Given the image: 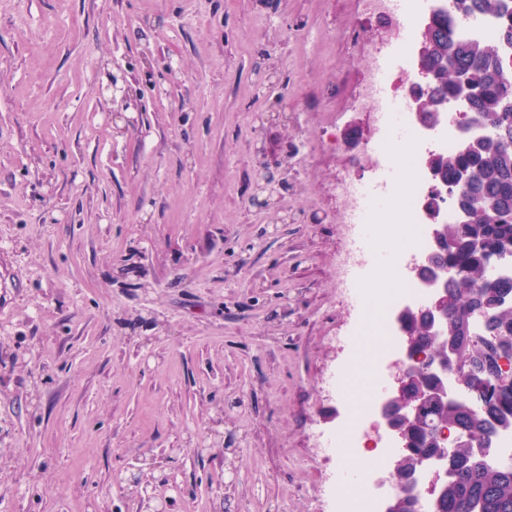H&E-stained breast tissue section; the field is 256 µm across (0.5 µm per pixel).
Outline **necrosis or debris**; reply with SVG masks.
<instances>
[{
	"label": "necrosis or debris",
	"instance_id": "4bbe7bcc",
	"mask_svg": "<svg viewBox=\"0 0 512 512\" xmlns=\"http://www.w3.org/2000/svg\"><path fill=\"white\" fill-rule=\"evenodd\" d=\"M413 8L406 29L399 39L401 64L396 73L389 78L391 94L403 101L404 107L394 122L406 133L408 151L395 150L389 139L387 114L383 110V100L376 81L375 69H368L364 78L362 109L376 119L375 137L372 140L368 159L370 165L386 166L397 171L396 179L388 181L382 188L383 204L366 206L357 189L358 178L345 180L341 190L346 197L348 211L344 221L348 224H392L409 225V249L415 254L427 253L433 243V226L424 215L426 200L435 193L433 178L426 168L424 158L431 152H445L458 149L467 136L459 122V111L449 107L439 113L433 126L419 123L416 112L417 101L414 87L420 74L418 49L421 23L426 16L436 11H448L453 0H411ZM392 263L398 268L402 285L399 292L385 301L382 316V329L386 337L382 346L373 356L374 368L378 376H386L390 363L404 360L405 351L401 345L400 332L393 317L402 308L418 309L424 307L429 292L423 284L407 271V258L401 252H394ZM384 390L378 389L359 398L361 413L352 417L342 431L345 447L370 450L369 465L358 478L353 494L342 505V512H383L384 496L397 495L398 487L390 485L385 495H378L376 478L389 466L391 457L399 450V445L386 431L376 428V408L384 397Z\"/></svg>",
	"mask_w": 512,
	"mask_h": 512
}]
</instances>
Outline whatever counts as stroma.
<instances>
[{"mask_svg": "<svg viewBox=\"0 0 512 512\" xmlns=\"http://www.w3.org/2000/svg\"><path fill=\"white\" fill-rule=\"evenodd\" d=\"M380 31L361 0H0V512H141L151 457L170 512H338L336 187ZM285 182L280 178L274 170L265 165H260L257 170L251 203L258 209H274L282 191Z\"/></svg>", "mask_w": 512, "mask_h": 512, "instance_id": "stroma-1", "label": "stroma"}]
</instances>
